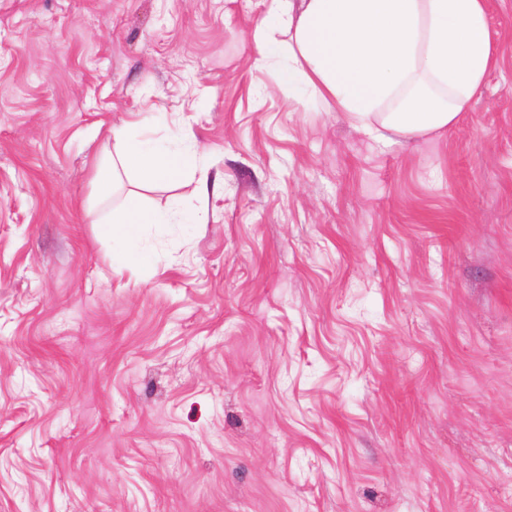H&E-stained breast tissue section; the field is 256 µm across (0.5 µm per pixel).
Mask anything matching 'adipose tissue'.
Masks as SVG:
<instances>
[{"label":"adipose tissue","instance_id":"1","mask_svg":"<svg viewBox=\"0 0 512 512\" xmlns=\"http://www.w3.org/2000/svg\"><path fill=\"white\" fill-rule=\"evenodd\" d=\"M486 16L487 0H269L254 41L262 59L279 62L282 83L303 86L365 133L410 140L453 127L498 65ZM115 142L92 184L108 199L121 175L137 180L107 227L113 260L129 264L143 258L144 226L170 221L141 188L188 177L197 152L124 134Z\"/></svg>","mask_w":512,"mask_h":512}]
</instances>
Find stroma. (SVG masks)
Listing matches in <instances>:
<instances>
[{"label":"stroma","instance_id":"35a3bbf8","mask_svg":"<svg viewBox=\"0 0 512 512\" xmlns=\"http://www.w3.org/2000/svg\"><path fill=\"white\" fill-rule=\"evenodd\" d=\"M262 0H0V512H512V0L450 129L258 64ZM193 146L118 268L93 168Z\"/></svg>","mask_w":512,"mask_h":512}]
</instances>
